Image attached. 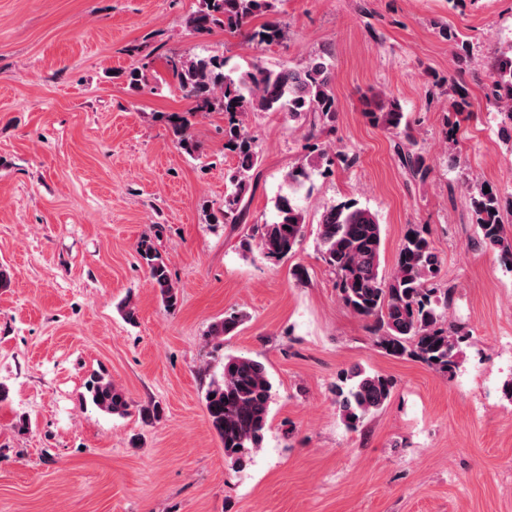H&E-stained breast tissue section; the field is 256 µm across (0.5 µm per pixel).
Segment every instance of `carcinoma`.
Masks as SVG:
<instances>
[{
    "label": "carcinoma",
    "mask_w": 512,
    "mask_h": 512,
    "mask_svg": "<svg viewBox=\"0 0 512 512\" xmlns=\"http://www.w3.org/2000/svg\"><path fill=\"white\" fill-rule=\"evenodd\" d=\"M276 0H201L187 19L196 34L215 28L236 34L247 30V41L270 46L284 37L276 19L259 25L251 22L275 12ZM166 65L190 108L168 116L176 145L188 154L199 151L189 129L198 114L213 110L225 115L224 150L237 159L227 175L224 209L212 216L215 224L240 222V202L250 188L252 171L258 164L255 136L246 128L243 116L249 112H283L288 120L322 123L334 121L337 104L333 91V55L327 51L300 69L271 70L259 62L238 75L224 72V59L217 56H170ZM491 85L488 103L501 116L502 133L512 139V38L501 43L489 62ZM375 126L400 135V161L414 179L426 180L431 166L417 141L399 103L379 94L372 96L365 111ZM308 144L304 162L285 175L287 191L275 199L276 218L257 227L258 247L264 256L279 262L299 248L305 232L304 210L299 193L311 175L327 159L326 150ZM489 192H484V188ZM469 207L480 242L499 251L504 266L512 271V197L486 182L466 189ZM318 242L324 261L336 276L342 304L355 316L370 323L377 345L386 355L412 359L442 375L459 367L461 344L467 339L448 317L453 289L439 282L441 259L431 240L429 225L416 224L403 237L393 271H381L382 226L376 213L347 199L326 208L318 223ZM140 256L162 301L170 308L178 303V289L171 280L164 259L148 241H142ZM243 321L232 313L207 332L220 345ZM91 402L101 411L123 416L129 409L125 393L100 374L86 381ZM391 378L378 373L353 371L340 377L334 389L336 406L345 425L356 429L370 415L383 409L392 396ZM273 385L265 365L252 357L229 355L222 373L213 376L204 395L210 427L224 446V456L243 467L251 450L261 446L266 429Z\"/></svg>",
    "instance_id": "carcinoma-1"
}]
</instances>
